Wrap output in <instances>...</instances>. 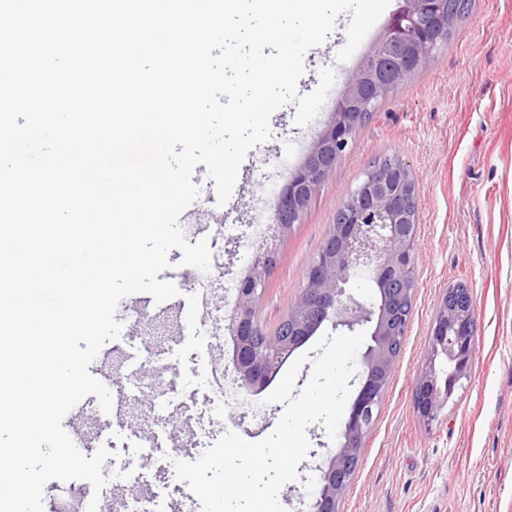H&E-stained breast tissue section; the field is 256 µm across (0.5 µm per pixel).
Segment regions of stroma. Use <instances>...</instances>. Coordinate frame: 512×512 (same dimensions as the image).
<instances>
[{"label": "stroma", "instance_id": "obj_1", "mask_svg": "<svg viewBox=\"0 0 512 512\" xmlns=\"http://www.w3.org/2000/svg\"><path fill=\"white\" fill-rule=\"evenodd\" d=\"M401 0L390 3L350 59L337 61L350 14H340L327 40L304 56L299 93L313 91L329 67L335 82L316 117L296 126L295 104L270 118L272 136L243 160L233 193L217 205L205 165L192 181L200 194L180 216L189 243L208 238L221 266L211 268L202 291L198 269L181 265L171 250L160 273L178 298L155 303L145 293L123 298L126 317L119 339L108 342L89 367L112 396H125L103 412L90 395L68 414L85 439L82 452L100 446L111 464L154 465L178 459L183 449L202 454L208 442L193 436L185 417L204 411L208 386L203 356L233 376V345L225 318L234 306L228 285L243 276L247 259L237 239L254 225L275 233L273 191L287 182L330 118L336 100L383 33ZM400 158L415 179L418 204L415 292L402 351L391 373L376 422L365 440L339 512H512V0H472L447 42L376 108L309 208L287 233L278 234L279 258L267 278L259 308L274 329L301 293L337 209L368 163ZM223 235H216V228ZM464 279L476 309L471 373L432 426L414 411V385L428 347V330L443 294ZM203 305L210 340L182 328L180 303ZM267 390L226 403L216 435L233 431L249 441L270 435L281 416ZM311 449L296 481L279 493L285 512H309L315 469L336 450L321 423L310 424Z\"/></svg>", "mask_w": 512, "mask_h": 512}]
</instances>
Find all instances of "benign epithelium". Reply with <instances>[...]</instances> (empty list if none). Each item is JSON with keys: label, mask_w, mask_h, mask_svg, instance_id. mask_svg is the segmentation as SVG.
<instances>
[{"label": "benign epithelium", "mask_w": 512, "mask_h": 512, "mask_svg": "<svg viewBox=\"0 0 512 512\" xmlns=\"http://www.w3.org/2000/svg\"><path fill=\"white\" fill-rule=\"evenodd\" d=\"M433 5V0H403L392 16L384 35L336 100L309 153L274 192L280 232L299 221L318 187L352 146L356 125L374 112L391 82L405 81L412 65L425 63L444 41L448 16L439 17V24L429 29L416 27V19ZM416 224V189L409 166L399 158L370 164L338 209L336 224L327 234L328 245L308 266L306 286L288 312V329L263 352L253 346L251 337L258 334L256 312L266 292L267 273L277 261V237L270 238L238 282L228 330L234 372L239 387L248 392L262 389L324 322L330 320L334 327L350 332L371 329L372 344L361 356V387L342 442L315 478L313 512H338L339 499L358 466V448L376 422V408L401 352V322L393 300L412 291ZM362 277L380 286L378 299L360 301L348 292L350 282ZM475 318L470 288H448V299L429 327V356L417 373L416 386L424 390L417 414L429 417L442 411L468 376L475 351Z\"/></svg>", "instance_id": "7a95c632"}]
</instances>
